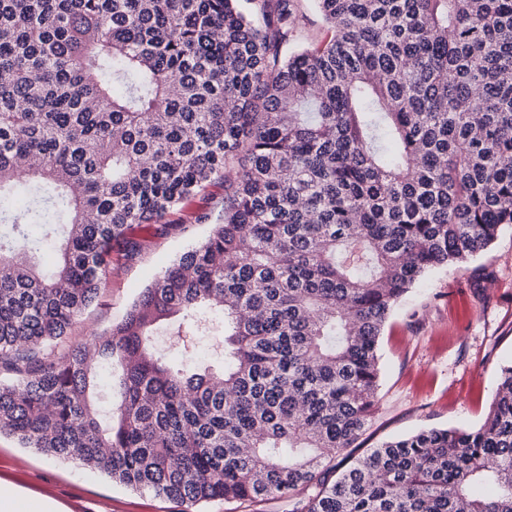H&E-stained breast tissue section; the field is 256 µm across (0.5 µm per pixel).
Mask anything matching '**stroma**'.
I'll use <instances>...</instances> for the list:
<instances>
[{
  "instance_id": "35a3bbf8",
  "label": "stroma",
  "mask_w": 512,
  "mask_h": 512,
  "mask_svg": "<svg viewBox=\"0 0 512 512\" xmlns=\"http://www.w3.org/2000/svg\"><path fill=\"white\" fill-rule=\"evenodd\" d=\"M205 222H197L198 214ZM224 215V180L187 199L166 235L146 225L128 235L141 248L132 259L113 251L98 304L70 331L91 340L125 315L142 290L181 253L203 241ZM381 379L375 420L363 437L369 449L423 427H476L496 390L498 370L512 362V227L462 268L430 274L398 305L379 347ZM0 479L52 497L67 512H181L171 501L136 493L107 476L47 457L0 436Z\"/></svg>"
}]
</instances>
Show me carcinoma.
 Masks as SVG:
<instances>
[{
	"label": "carcinoma",
	"instance_id": "cac0c4a2",
	"mask_svg": "<svg viewBox=\"0 0 512 512\" xmlns=\"http://www.w3.org/2000/svg\"><path fill=\"white\" fill-rule=\"evenodd\" d=\"M315 2L288 53L296 0H0V433L184 512H512V363L479 426L348 452L398 302L512 226V0ZM216 177L223 222L68 344L112 242ZM218 314L220 370L155 348ZM300 14L303 15L301 24L302 30L295 41L288 43L292 49L306 43L321 40L326 35V28L321 15L315 8L313 0H297Z\"/></svg>",
	"mask_w": 512,
	"mask_h": 512
}]
</instances>
